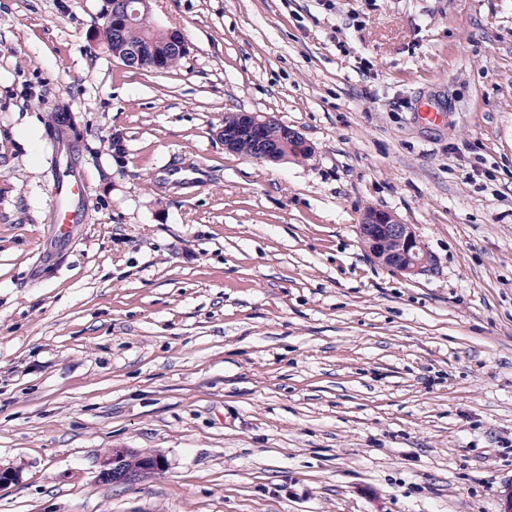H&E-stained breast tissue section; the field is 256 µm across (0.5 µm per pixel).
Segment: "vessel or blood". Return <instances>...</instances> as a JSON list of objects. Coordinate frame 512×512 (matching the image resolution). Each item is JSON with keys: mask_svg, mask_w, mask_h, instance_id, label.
I'll list each match as a JSON object with an SVG mask.
<instances>
[{"mask_svg": "<svg viewBox=\"0 0 512 512\" xmlns=\"http://www.w3.org/2000/svg\"><path fill=\"white\" fill-rule=\"evenodd\" d=\"M54 171L52 207L54 224L50 248L42 255V262L56 259L61 249L71 240L76 227L86 221L84 181L73 167L66 149H58L51 158Z\"/></svg>", "mask_w": 512, "mask_h": 512, "instance_id": "obj_1", "label": "vessel or blood"}]
</instances>
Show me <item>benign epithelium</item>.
Masks as SVG:
<instances>
[{"instance_id":"7a95c632","label":"benign epithelium","mask_w":512,"mask_h":512,"mask_svg":"<svg viewBox=\"0 0 512 512\" xmlns=\"http://www.w3.org/2000/svg\"><path fill=\"white\" fill-rule=\"evenodd\" d=\"M142 8H149V0H117L104 29L107 45L120 38L123 28L139 15ZM165 60L166 57L150 44L131 48L121 55V61L130 69L162 72ZM277 124L279 121L268 114L239 113L233 125L224 126V149L234 151L235 141L243 133L254 134L265 126ZM280 149L278 142L272 144L261 140L254 160L277 162L281 160ZM358 233L369 254L394 271L414 274L428 263V256L414 231L389 211H366L358 224ZM164 469L165 461L160 456H141L126 448H114L111 454L101 458L99 478L112 483H129Z\"/></svg>"}]
</instances>
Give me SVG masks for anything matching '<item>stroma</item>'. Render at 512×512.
Listing matches in <instances>:
<instances>
[{"mask_svg":"<svg viewBox=\"0 0 512 512\" xmlns=\"http://www.w3.org/2000/svg\"><path fill=\"white\" fill-rule=\"evenodd\" d=\"M150 5L165 72L107 0H0V512H507L512 0ZM236 112L312 156L226 151ZM61 128L88 219L41 266ZM370 208L423 272L369 257ZM112 448L166 468L102 482ZM120 60L130 69H152L162 72L166 66V57L151 44L128 49ZM203 169L199 167H172L167 171V183L179 187L190 183L200 184ZM358 233L369 254L394 271L414 274L423 271L428 263L414 231L389 211H366L358 224Z\"/></svg>","mask_w":512,"mask_h":512,"instance_id":"obj_1","label":"stroma"}]
</instances>
